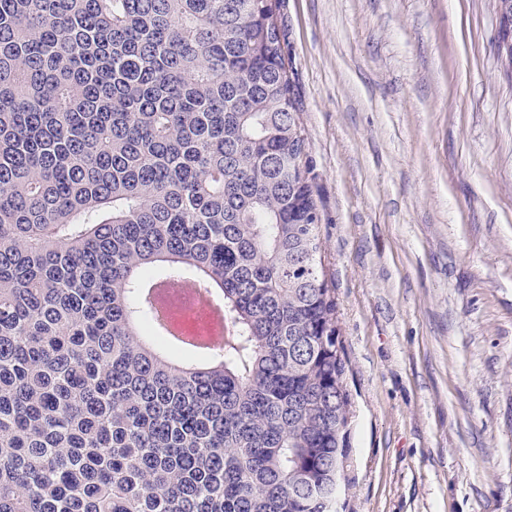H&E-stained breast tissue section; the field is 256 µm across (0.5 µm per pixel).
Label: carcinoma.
I'll return each mask as SVG.
<instances>
[{
	"label": "carcinoma",
	"mask_w": 512,
	"mask_h": 512,
	"mask_svg": "<svg viewBox=\"0 0 512 512\" xmlns=\"http://www.w3.org/2000/svg\"><path fill=\"white\" fill-rule=\"evenodd\" d=\"M277 0H0V512H325L351 397ZM199 277L233 333L155 327Z\"/></svg>",
	"instance_id": "cac0c4a2"
}]
</instances>
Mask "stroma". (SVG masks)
I'll return each mask as SVG.
<instances>
[{"instance_id": "35a3bbf8", "label": "stroma", "mask_w": 512, "mask_h": 512, "mask_svg": "<svg viewBox=\"0 0 512 512\" xmlns=\"http://www.w3.org/2000/svg\"><path fill=\"white\" fill-rule=\"evenodd\" d=\"M352 395L341 512H512L498 0H279Z\"/></svg>"}]
</instances>
